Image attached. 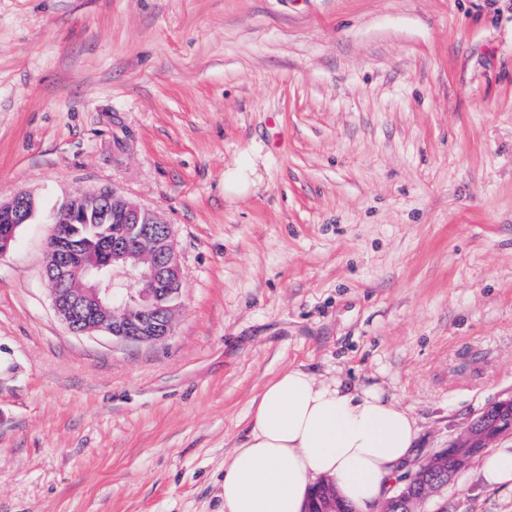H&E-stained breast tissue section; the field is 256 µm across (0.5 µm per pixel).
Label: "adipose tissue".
<instances>
[{
  "mask_svg": "<svg viewBox=\"0 0 512 512\" xmlns=\"http://www.w3.org/2000/svg\"><path fill=\"white\" fill-rule=\"evenodd\" d=\"M250 417L224 461V512H304L319 479L357 512H373L417 456L416 417L376 382L291 367L253 399ZM477 473L484 485L512 492V448L485 455Z\"/></svg>",
  "mask_w": 512,
  "mask_h": 512,
  "instance_id": "obj_1",
  "label": "adipose tissue"
}]
</instances>
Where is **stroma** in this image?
<instances>
[{
  "mask_svg": "<svg viewBox=\"0 0 512 512\" xmlns=\"http://www.w3.org/2000/svg\"><path fill=\"white\" fill-rule=\"evenodd\" d=\"M254 159L257 191L224 172ZM171 225L166 340L72 333L65 196ZM0 512H223L291 367L380 383L419 458L512 395V0H0ZM426 512H512L475 466ZM35 212L33 197L23 191L16 192L6 200L0 199V255L14 243L18 229L28 224Z\"/></svg>",
  "mask_w": 512,
  "mask_h": 512,
  "instance_id": "35a3bbf8",
  "label": "stroma"
}]
</instances>
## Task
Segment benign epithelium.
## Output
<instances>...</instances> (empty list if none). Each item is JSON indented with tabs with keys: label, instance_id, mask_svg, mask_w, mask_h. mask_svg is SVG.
I'll return each mask as SVG.
<instances>
[{
	"label": "benign epithelium",
	"instance_id": "7a95c632",
	"mask_svg": "<svg viewBox=\"0 0 512 512\" xmlns=\"http://www.w3.org/2000/svg\"><path fill=\"white\" fill-rule=\"evenodd\" d=\"M105 208L121 219V232L100 239L92 252L74 251L68 225L86 224ZM34 212V199L26 192L0 199V256ZM47 252L52 305L72 332H103L144 344L169 336L181 308L183 283L172 228L158 213L116 189L84 191L66 198L56 210ZM505 434H512V424L482 414L448 447L403 476L399 492L375 512H422L473 457ZM325 488L326 498L308 501L305 512H357L340 505L330 484L317 486L319 491Z\"/></svg>",
	"mask_w": 512,
	"mask_h": 512
}]
</instances>
